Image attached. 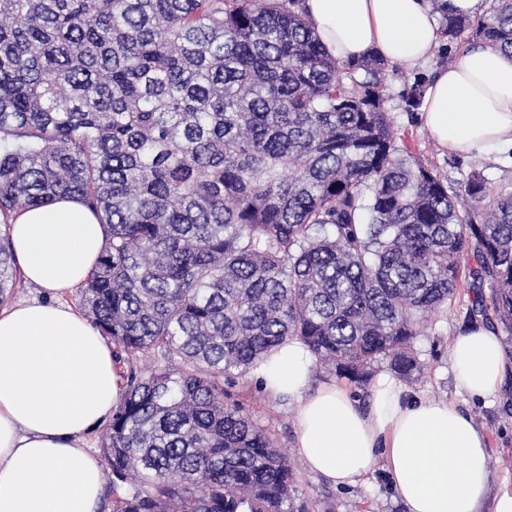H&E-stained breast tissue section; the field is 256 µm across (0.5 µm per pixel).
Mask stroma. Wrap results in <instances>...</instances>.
Returning a JSON list of instances; mask_svg holds the SVG:
<instances>
[{
    "instance_id": "35a3bbf8",
    "label": "stroma",
    "mask_w": 512,
    "mask_h": 512,
    "mask_svg": "<svg viewBox=\"0 0 512 512\" xmlns=\"http://www.w3.org/2000/svg\"><path fill=\"white\" fill-rule=\"evenodd\" d=\"M436 60L421 67L403 64L390 69L386 79V108L394 129L424 164L434 167L449 182L465 179L472 170L483 171L494 187L512 190V161L495 153L450 155L444 153L426 129L420 113L403 108L399 94L418 74H432ZM489 288H477L472 279H463L447 309L432 315L420 336L413 342L422 365V375L410 389L427 398L456 402L482 426L488 438V454L495 483L512 484V377L501 396L490 401L474 400L460 391L448 372V342L465 327L468 311L478 296L489 295ZM230 399L239 403L254 422L270 431L288 455L297 476L296 506L304 512H405V507L390 485L384 460H376L367 484L334 487L312 474L293 446V420L297 406L270 397L254 373L237 378L230 388Z\"/></svg>"
}]
</instances>
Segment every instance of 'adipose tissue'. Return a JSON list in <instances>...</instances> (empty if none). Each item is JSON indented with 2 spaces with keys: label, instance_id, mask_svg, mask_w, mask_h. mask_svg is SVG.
I'll use <instances>...</instances> for the list:
<instances>
[{
  "label": "adipose tissue",
  "instance_id": "1",
  "mask_svg": "<svg viewBox=\"0 0 512 512\" xmlns=\"http://www.w3.org/2000/svg\"><path fill=\"white\" fill-rule=\"evenodd\" d=\"M327 51L341 61L374 55L426 63L440 41L428 0H305ZM448 153L512 151V57L476 45L435 71L421 105ZM7 232L24 278L44 298L0 309V512H99L105 480L86 437L109 421L123 393L113 346L65 293L81 286L104 247L102 227L78 199L12 214ZM507 353L496 332L473 323L449 345L457 387L497 396ZM314 359L290 340L255 370L271 396L294 400L295 448L308 469L353 486L384 457L407 512H512V486H493L487 437L456 403L409 396L389 374L367 407L333 382L313 384Z\"/></svg>",
  "mask_w": 512,
  "mask_h": 512
}]
</instances>
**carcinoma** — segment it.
I'll use <instances>...</instances> for the list:
<instances>
[{
	"mask_svg": "<svg viewBox=\"0 0 512 512\" xmlns=\"http://www.w3.org/2000/svg\"><path fill=\"white\" fill-rule=\"evenodd\" d=\"M434 10L439 59L466 34L512 57V0ZM386 69L332 57L302 0H0V214L73 197L104 229L78 306L125 381L112 512H294L288 457L224 386L289 339L362 390L376 362L418 381L468 256L492 290L470 317L512 328V191L398 145ZM20 281L0 233V304ZM482 1L483 0H448L446 3H448V8L456 14L463 13L470 16L489 14L494 5V0H484V5Z\"/></svg>",
	"mask_w": 512,
	"mask_h": 512,
	"instance_id": "1",
	"label": "carcinoma"
}]
</instances>
